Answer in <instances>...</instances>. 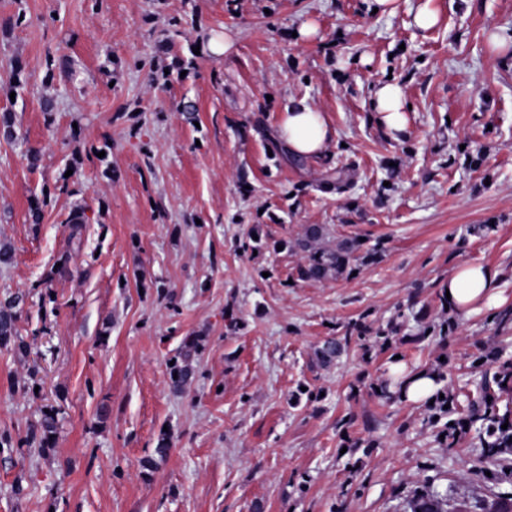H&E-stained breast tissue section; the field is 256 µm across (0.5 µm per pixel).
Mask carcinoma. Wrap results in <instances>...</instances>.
<instances>
[{"label":"carcinoma","instance_id":"cac0c4a2","mask_svg":"<svg viewBox=\"0 0 512 512\" xmlns=\"http://www.w3.org/2000/svg\"><path fill=\"white\" fill-rule=\"evenodd\" d=\"M328 234L327 227L322 224H310L305 228L302 237L298 238L291 248L305 254V263L300 266L301 277L312 281H323L332 276L343 274L353 261L362 263L375 261L379 257V250L372 248L363 250V243L356 237H343L336 239V243L329 246L323 244ZM24 297L21 294L10 295L0 301V349H10L15 352L24 353L27 345L18 336L15 328L14 310L23 303ZM186 349L185 359L176 361L170 368V386L175 391L182 390L193 378L194 369L186 360L190 356L196 344L192 340L184 343ZM340 353V347L336 338L331 336L325 340L317 350L316 357L324 367L335 364L336 357ZM495 383L498 393H512V363L504 362L496 374ZM483 393V414L484 426L480 431V444L484 448H512V411L506 410L499 414L497 409V397L495 393L485 386H480ZM458 406V395L447 390L443 397H438L433 402L435 416H448L455 412ZM508 424L503 429L501 425ZM469 429V423L464 420H456L453 424L447 425L441 431L448 441V446H453L457 436L462 435ZM56 432V419L52 414H45L35 426L33 433L41 435V442H46ZM443 495L438 491H432L420 497L414 506L413 512H443Z\"/></svg>","mask_w":512,"mask_h":512}]
</instances>
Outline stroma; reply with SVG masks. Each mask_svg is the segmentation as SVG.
I'll use <instances>...</instances> for the list:
<instances>
[{
  "label": "stroma",
  "mask_w": 512,
  "mask_h": 512,
  "mask_svg": "<svg viewBox=\"0 0 512 512\" xmlns=\"http://www.w3.org/2000/svg\"><path fill=\"white\" fill-rule=\"evenodd\" d=\"M224 31L232 47L205 51ZM495 32L512 37V0H0L17 134L0 135V299L23 294L28 345L0 350V512H411L433 489L480 512L512 495V448L447 446L428 403L378 395L397 364L462 389L493 378L487 348L512 359V44ZM387 82L410 106L399 134L373 107ZM292 98L326 113L321 156L278 144ZM310 224L381 257L303 279L287 244ZM463 263L497 271L500 302L446 309ZM184 348L186 349L185 358L181 361L177 360L169 372L170 386L175 391L182 390L194 376V369L186 360V357L190 356L191 350L196 348L194 340H186ZM174 374H177V378H174Z\"/></svg>",
  "instance_id": "obj_1"
}]
</instances>
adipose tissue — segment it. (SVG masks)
I'll use <instances>...</instances> for the list:
<instances>
[{
    "label": "adipose tissue",
    "mask_w": 512,
    "mask_h": 512,
    "mask_svg": "<svg viewBox=\"0 0 512 512\" xmlns=\"http://www.w3.org/2000/svg\"><path fill=\"white\" fill-rule=\"evenodd\" d=\"M374 109L378 120L394 133L406 126V103L400 88L392 83L380 85L374 93ZM334 131L323 112L305 101H289L279 127V139L295 157L320 154L332 140ZM497 272L481 264H461L449 274L445 283L450 293L449 308L459 313L476 305L497 301Z\"/></svg>",
    "instance_id": "ef3b65f1"
}]
</instances>
